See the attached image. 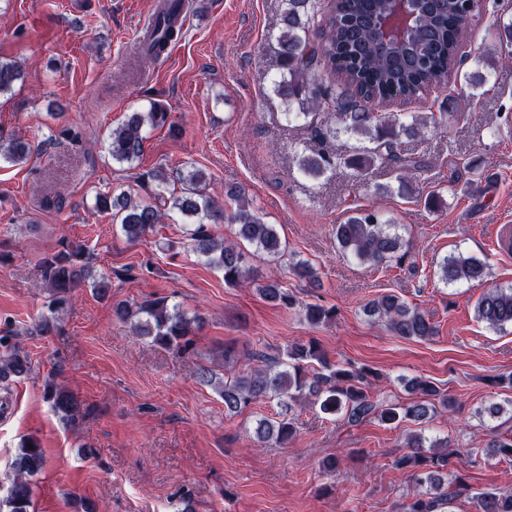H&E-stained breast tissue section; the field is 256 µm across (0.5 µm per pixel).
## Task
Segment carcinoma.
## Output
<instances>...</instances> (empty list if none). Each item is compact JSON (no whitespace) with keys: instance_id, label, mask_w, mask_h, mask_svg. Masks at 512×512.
<instances>
[{"instance_id":"carcinoma-1","label":"carcinoma","mask_w":512,"mask_h":512,"mask_svg":"<svg viewBox=\"0 0 512 512\" xmlns=\"http://www.w3.org/2000/svg\"><path fill=\"white\" fill-rule=\"evenodd\" d=\"M181 0H171L168 10L159 14L146 40L139 46L143 60H156L169 43L181 37L173 20ZM386 0H326L320 9L315 0H281L279 33L276 41V66L279 80L273 92L286 106L285 116L305 129L312 140L334 139L338 134H361L368 145L351 155H337L318 150L298 157L300 170L318 179L338 167L366 174L377 167L396 173L405 186L407 173L421 168V161L401 153L402 139L421 142L429 132L448 127V120L458 119L456 112H431L425 116L409 112L382 114L377 109L398 100L413 99L426 105L424 94L433 86L446 84L451 77H461L467 86L485 85L486 75L478 68L464 69L459 58L471 12L462 8L463 0H424L413 24L405 31L407 45L401 50L384 48L376 39L374 23L385 9ZM18 64L0 60V94L11 91L23 80ZM166 108L155 102L147 112H134L112 129L109 152L112 160L130 164L139 158L146 127L165 124ZM30 147L22 141L4 144L0 138V162L19 164L28 159ZM172 178L164 169L147 172L153 185L152 198L145 201L127 193L112 192L96 198V208L112 217L130 241L139 239L158 224L179 214L192 220L189 232L191 250L206 258L208 264L224 272V283L238 285L251 279L245 256L238 243L217 242L206 220L214 216L215 202L204 191L205 176L196 170L177 172L179 191H169ZM237 197L232 221L239 243L248 244L266 256L277 259L285 250L275 225L267 224L245 203L238 190L227 191ZM339 248L363 264L380 265L401 261L403 242L394 225L382 220L375 210L359 211L335 226ZM62 249L40 260L45 286L49 292L47 313L41 315L34 331L43 335L56 329L55 319L70 299V294L91 277L92 255L88 247L74 239H62ZM486 264L474 256H449L441 265L445 283L480 282ZM257 291L265 300L292 307L295 299L278 281L269 280ZM304 319L319 325L332 321L336 312L317 303L301 305ZM364 313L374 322L383 323L395 336L428 340L436 327L428 316L394 294H384L370 301ZM112 314L119 322L130 324L133 335L152 346L177 356L194 351V336L200 324L196 315H188L179 304L165 298L148 299L139 304L118 301ZM480 321L497 329L512 325V287L494 288L484 294L476 306ZM0 380L23 378L31 372V360L8 337H0ZM259 362L223 379L203 368L200 381L214 388L224 402V410L236 413L248 405L276 400L281 411L274 418H261L254 429L260 442L272 441L280 447L288 444L296 432L291 402L299 398L313 400L320 412L340 415L354 423L371 414H379L387 424L404 420L422 422L432 416L437 397L448 407L452 399L440 393L429 381L413 378L407 382L410 392L421 398L398 407L378 409L366 390L372 372L359 371L327 359L314 342L296 343L286 357L263 352L249 354ZM44 396L53 411L66 423L75 424L85 411L76 397L55 380H48ZM409 451L396 457L393 468L407 470L415 483L427 490L416 492L405 505V512H442L454 499L465 495L473 500L476 512H512V491L490 489L472 492L458 467L460 454L441 442L427 443L416 434L408 439ZM46 465V458L36 439L23 441L14 460V477L3 503L7 512H31L32 481Z\"/></svg>"}]
</instances>
